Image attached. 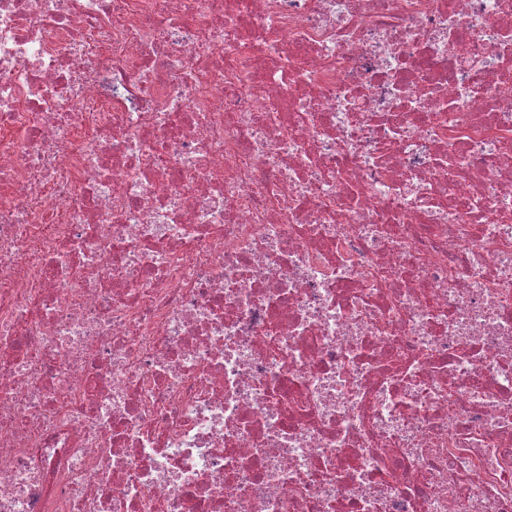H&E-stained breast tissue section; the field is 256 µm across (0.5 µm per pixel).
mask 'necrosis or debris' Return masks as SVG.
Listing matches in <instances>:
<instances>
[{"instance_id":"necrosis-or-debris-1","label":"necrosis or debris","mask_w":512,"mask_h":512,"mask_svg":"<svg viewBox=\"0 0 512 512\" xmlns=\"http://www.w3.org/2000/svg\"><path fill=\"white\" fill-rule=\"evenodd\" d=\"M0 512H512V0H0Z\"/></svg>"}]
</instances>
